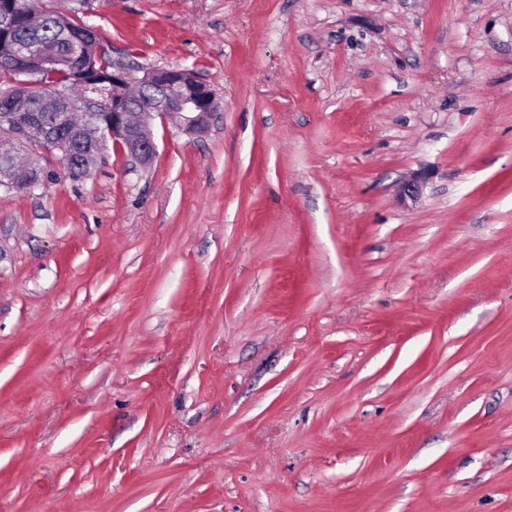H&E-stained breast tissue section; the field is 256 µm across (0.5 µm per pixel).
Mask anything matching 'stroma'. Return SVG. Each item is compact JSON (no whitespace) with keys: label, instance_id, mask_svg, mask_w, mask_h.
<instances>
[{"label":"stroma","instance_id":"obj_1","mask_svg":"<svg viewBox=\"0 0 512 512\" xmlns=\"http://www.w3.org/2000/svg\"><path fill=\"white\" fill-rule=\"evenodd\" d=\"M84 19L219 108L0 191V512H512V0Z\"/></svg>","mask_w":512,"mask_h":512}]
</instances>
